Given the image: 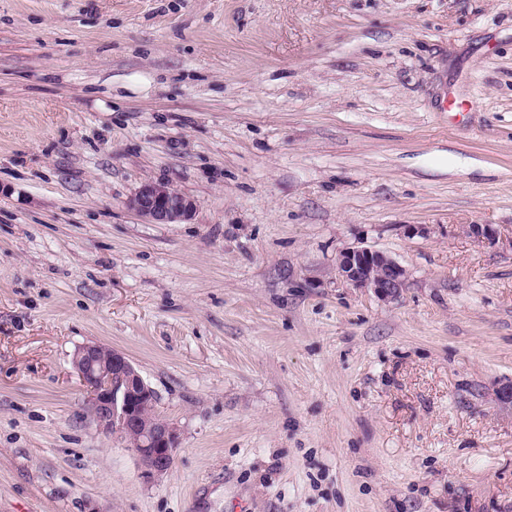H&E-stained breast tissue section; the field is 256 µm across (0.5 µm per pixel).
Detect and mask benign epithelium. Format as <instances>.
<instances>
[{
    "mask_svg": "<svg viewBox=\"0 0 512 512\" xmlns=\"http://www.w3.org/2000/svg\"><path fill=\"white\" fill-rule=\"evenodd\" d=\"M126 207L148 224H176L191 218L195 202L163 181L146 180ZM338 275L381 300L397 299L406 283L403 266L384 252L349 247L339 255ZM75 368L90 394L96 423L127 441L148 477L167 473L178 447L174 424L156 411V395L126 355L97 343L78 348Z\"/></svg>",
    "mask_w": 512,
    "mask_h": 512,
    "instance_id": "obj_1",
    "label": "benign epithelium"
}]
</instances>
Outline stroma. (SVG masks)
I'll return each instance as SVG.
<instances>
[{
    "mask_svg": "<svg viewBox=\"0 0 512 512\" xmlns=\"http://www.w3.org/2000/svg\"><path fill=\"white\" fill-rule=\"evenodd\" d=\"M149 179L191 219L128 210ZM509 386L512 0H0V512H512ZM338 275L356 288L370 289L381 300L397 299L406 283L403 266L384 252L349 247L339 255ZM75 368L90 394L96 423L127 441L146 477L167 473L178 430L156 411V395L126 355L97 343L78 348Z\"/></svg>",
    "mask_w": 512,
    "mask_h": 512,
    "instance_id": "obj_1",
    "label": "stroma"
}]
</instances>
